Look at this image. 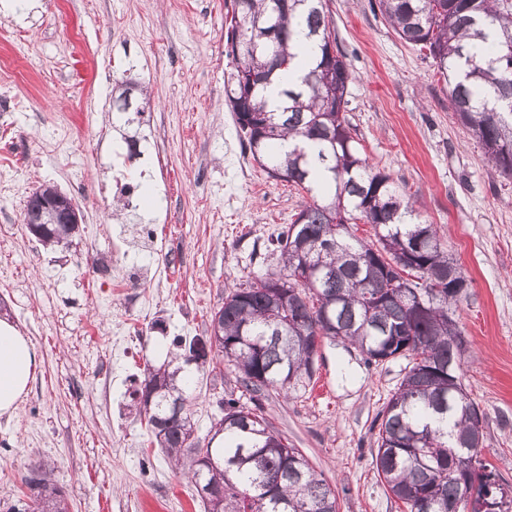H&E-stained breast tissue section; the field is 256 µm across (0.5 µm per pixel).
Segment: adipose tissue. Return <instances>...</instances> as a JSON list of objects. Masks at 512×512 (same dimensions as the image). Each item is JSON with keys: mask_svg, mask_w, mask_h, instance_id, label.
Returning a JSON list of instances; mask_svg holds the SVG:
<instances>
[{"mask_svg": "<svg viewBox=\"0 0 512 512\" xmlns=\"http://www.w3.org/2000/svg\"><path fill=\"white\" fill-rule=\"evenodd\" d=\"M36 364L28 338L0 318V415L12 413L26 391Z\"/></svg>", "mask_w": 512, "mask_h": 512, "instance_id": "adipose-tissue-1", "label": "adipose tissue"}]
</instances>
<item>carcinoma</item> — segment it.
Instances as JSON below:
<instances>
[{"instance_id": "1", "label": "carcinoma", "mask_w": 512, "mask_h": 512, "mask_svg": "<svg viewBox=\"0 0 512 512\" xmlns=\"http://www.w3.org/2000/svg\"><path fill=\"white\" fill-rule=\"evenodd\" d=\"M373 8L406 43L440 58L449 108L488 162L511 177L512 0H375ZM304 42L317 47L316 59L300 82L283 81L280 105L269 108L265 90ZM330 43L323 0H232L226 49L234 65L224 98L242 146L268 176L287 174L311 202L272 242L280 271L233 288L212 315L223 338L215 354L252 406L227 394L214 425L221 437L195 434L179 373L187 355L206 358L212 342L193 336L174 340L182 360L174 370L145 368L136 415L192 484L209 487L196 493L205 512H338L332 483L284 442L261 398L271 388L306 392L324 339L354 345L378 364L404 358L408 371L378 417L377 474L406 512H479V496L499 473L478 459L477 404L448 390L464 352L456 311L468 293L448 292V272L467 276L391 175L361 154L345 113L352 71L343 52L330 57ZM252 72L260 79L244 80ZM143 95L134 83L116 85L112 111L119 119L146 111ZM285 140L282 155L277 145ZM359 221L372 225L376 241L355 234ZM23 482L28 499L7 512H69L51 470L34 465Z\"/></svg>"}]
</instances>
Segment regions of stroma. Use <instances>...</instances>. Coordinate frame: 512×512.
I'll return each mask as SVG.
<instances>
[{
  "instance_id": "1",
  "label": "stroma",
  "mask_w": 512,
  "mask_h": 512,
  "mask_svg": "<svg viewBox=\"0 0 512 512\" xmlns=\"http://www.w3.org/2000/svg\"><path fill=\"white\" fill-rule=\"evenodd\" d=\"M324 3L355 75L353 136L471 282L456 312L462 382L484 413L481 458L512 484V177L449 109L433 60L372 0ZM226 12L225 0H0V302L37 353L15 414L0 416L1 502L21 497L28 467L47 461L70 512H204L190 478L130 412L133 392L174 338L209 335L226 289L276 270L269 241L310 201L243 152L224 103ZM126 78L148 86L151 107L124 125L110 108ZM121 182L133 193L116 222ZM45 184L84 216L52 248L23 223L28 196ZM320 353L304 396L269 391L266 415L331 481L339 512H403L373 455L375 419L406 359L370 365L327 339ZM191 376L204 437L236 382L219 359Z\"/></svg>"
}]
</instances>
